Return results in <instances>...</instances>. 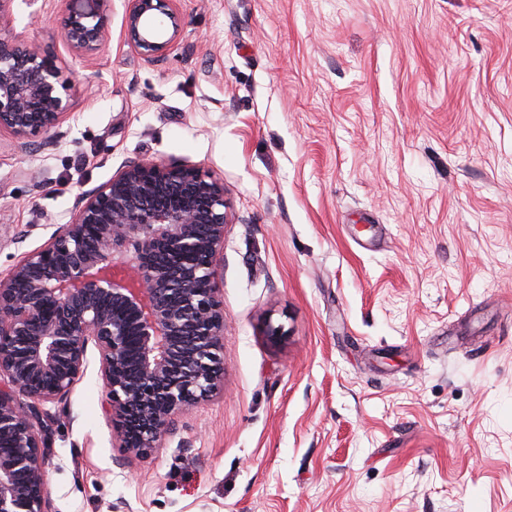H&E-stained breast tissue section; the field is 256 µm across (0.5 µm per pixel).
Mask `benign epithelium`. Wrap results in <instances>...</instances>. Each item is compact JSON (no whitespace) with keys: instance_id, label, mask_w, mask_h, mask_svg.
Returning <instances> with one entry per match:
<instances>
[{"instance_id":"benign-epithelium-1","label":"benign epithelium","mask_w":512,"mask_h":512,"mask_svg":"<svg viewBox=\"0 0 512 512\" xmlns=\"http://www.w3.org/2000/svg\"><path fill=\"white\" fill-rule=\"evenodd\" d=\"M112 0H63L59 39L78 57L110 42ZM123 28L146 61L172 49L177 0H126ZM70 114L34 42L0 38V131L53 146ZM224 180L145 159L82 193L71 219L0 274V512H48L43 405L67 401L94 343L120 447H158L224 382ZM197 261L175 268L170 258ZM137 355H129L131 339Z\"/></svg>"}]
</instances>
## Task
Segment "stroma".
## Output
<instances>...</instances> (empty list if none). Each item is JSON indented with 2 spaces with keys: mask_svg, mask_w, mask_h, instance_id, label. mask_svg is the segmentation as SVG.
<instances>
[{
  "mask_svg": "<svg viewBox=\"0 0 512 512\" xmlns=\"http://www.w3.org/2000/svg\"><path fill=\"white\" fill-rule=\"evenodd\" d=\"M178 8L149 63L124 0L90 59L62 8H0L72 104L55 147L0 133V273L130 161L196 165L230 204L223 389L134 457L88 349L51 409L50 512H512V0Z\"/></svg>",
  "mask_w": 512,
  "mask_h": 512,
  "instance_id": "1",
  "label": "stroma"
}]
</instances>
